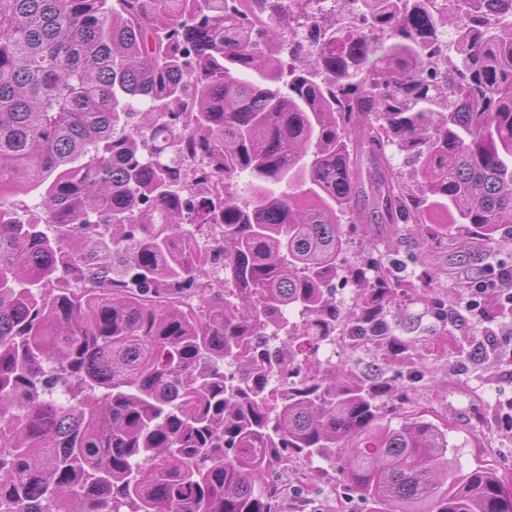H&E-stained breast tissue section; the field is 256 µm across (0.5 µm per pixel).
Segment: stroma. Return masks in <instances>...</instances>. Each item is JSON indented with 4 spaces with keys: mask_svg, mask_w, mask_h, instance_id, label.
I'll list each match as a JSON object with an SVG mask.
<instances>
[{
    "mask_svg": "<svg viewBox=\"0 0 512 512\" xmlns=\"http://www.w3.org/2000/svg\"><path fill=\"white\" fill-rule=\"evenodd\" d=\"M363 255L381 258L412 282L419 280L425 265L436 267L441 273L436 291L447 295L450 310L463 314L489 302L488 295L475 290L479 281L512 271V233L503 232L491 248L477 244L446 251L424 245L412 225L371 223L352 235L342 258L352 266ZM389 320L402 335L444 341L428 357V382L415 393L413 410L447 431L462 468L492 466L512 477V430L503 425L500 413L502 401L512 399V366L469 361L450 352L451 346L465 343L479 328L492 336L499 350L511 352L512 330L495 322L480 327L471 321L441 324L428 315L416 293L394 305Z\"/></svg>",
    "mask_w": 512,
    "mask_h": 512,
    "instance_id": "1",
    "label": "stroma"
}]
</instances>
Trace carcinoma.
Listing matches in <instances>:
<instances>
[{"instance_id":"carcinoma-1","label":"carcinoma","mask_w":512,"mask_h":512,"mask_svg":"<svg viewBox=\"0 0 512 512\" xmlns=\"http://www.w3.org/2000/svg\"><path fill=\"white\" fill-rule=\"evenodd\" d=\"M291 2L0 0V512H284L269 471L338 455L368 512H512L319 358L384 349L405 403L427 373L413 284L370 256L336 301L358 201L429 246L512 229V0Z\"/></svg>"}]
</instances>
